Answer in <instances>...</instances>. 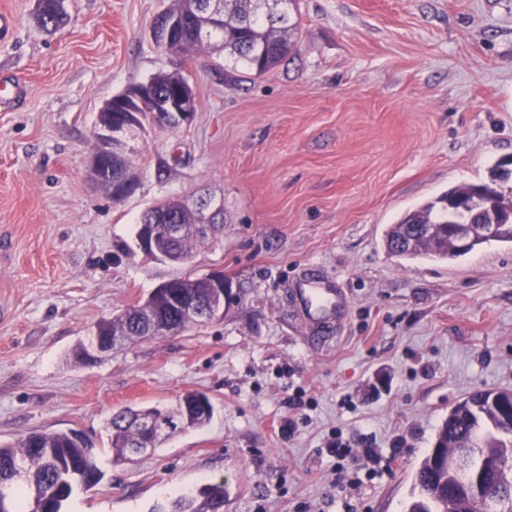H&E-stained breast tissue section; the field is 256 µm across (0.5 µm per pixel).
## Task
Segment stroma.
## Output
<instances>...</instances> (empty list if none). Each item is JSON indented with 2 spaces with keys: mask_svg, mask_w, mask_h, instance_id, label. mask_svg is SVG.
<instances>
[{
  "mask_svg": "<svg viewBox=\"0 0 512 512\" xmlns=\"http://www.w3.org/2000/svg\"><path fill=\"white\" fill-rule=\"evenodd\" d=\"M171 0H67L48 35L35 0H0V441L80 431L105 473L63 512H151L214 479L224 512H336V467L356 512H404L442 421L480 390L512 391V243L453 262L403 260L391 224L512 157V0H298V49L263 76L183 59L190 125L151 127L121 200L92 184L102 104L170 70L148 35ZM207 189L224 231L189 266L135 245L136 223ZM223 272L224 318L129 345L92 365L71 350L161 283ZM349 314L308 341L307 280ZM190 391L211 423L116 463L106 422ZM377 462L327 450L334 430Z\"/></svg>",
  "mask_w": 512,
  "mask_h": 512,
  "instance_id": "obj_1",
  "label": "stroma"
}]
</instances>
